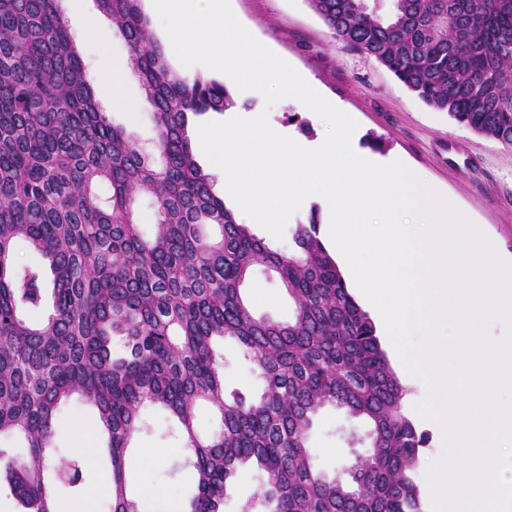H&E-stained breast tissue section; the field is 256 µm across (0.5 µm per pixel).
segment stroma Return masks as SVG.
<instances>
[{
	"label": "stroma",
	"mask_w": 512,
	"mask_h": 512,
	"mask_svg": "<svg viewBox=\"0 0 512 512\" xmlns=\"http://www.w3.org/2000/svg\"><path fill=\"white\" fill-rule=\"evenodd\" d=\"M60 7L74 37L78 39L87 78L96 99L109 107L112 87L99 78L93 64L101 50L97 44L82 38L86 15H99L96 0H61ZM231 9L240 24L262 45L279 58L288 60L298 74L317 84L333 101L336 109L350 112L358 119L353 147L369 152L370 137L383 141L381 155L395 154L410 165L421 180L448 192L466 210L472 223L494 243L498 252L512 257V147L457 125L447 113L425 104L385 67L374 59L353 51L330 38L328 29L311 8L308 0H232ZM113 67L125 72L123 95L139 107L136 121L126 113L111 110L115 125L125 127L143 145L154 137L152 108L137 77L130 72L127 46L120 35H113L105 50ZM238 112H266L272 129L310 143L328 135V124L317 112L295 98H284L267 104L255 90H240L231 78H224ZM243 294L255 316L285 322L291 317L293 304L273 276L256 270L245 284ZM224 357L226 392L252 394L260 382L240 347L232 342L220 345ZM421 400L417 387L406 386L405 412L418 432L428 441L419 452V460L411 476L419 488L422 512H432V495L427 482L430 464L444 454L432 428L414 407ZM149 428L135 434L127 464L130 491L139 494L142 488L154 486L171 496L188 500L194 490L191 470H175L166 456L181 447L179 430L160 408L148 405L143 409ZM96 412L85 402L75 399L67 404L57 432V459L74 457L86 431L96 425ZM353 424L344 411L328 407L319 413L310 437V449L322 469L335 474L338 469L355 463L365 445L349 446L344 429ZM143 448L161 455L160 463L141 465L134 455ZM82 490L58 487L56 497L60 512H110L109 487L111 474L104 462L85 467Z\"/></svg>",
	"instance_id": "obj_1"
}]
</instances>
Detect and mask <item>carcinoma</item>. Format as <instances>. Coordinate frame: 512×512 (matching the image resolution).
<instances>
[{"label": "carcinoma", "mask_w": 512, "mask_h": 512, "mask_svg": "<svg viewBox=\"0 0 512 512\" xmlns=\"http://www.w3.org/2000/svg\"><path fill=\"white\" fill-rule=\"evenodd\" d=\"M60 0H0V435L26 448L4 480L19 512H58L50 464L60 409L97 410L111 512H138L126 457L141 409L160 407L195 476L187 512H224L228 481L252 461L262 512H421L410 477L426 443L376 327L319 238L297 225L282 251L239 222L196 159L195 119L234 105L223 83L175 73L141 0H97L124 39L153 110L146 149L113 124L86 79ZM331 37L375 59L428 106L512 147V0H309ZM154 209L145 235L137 206ZM24 239L46 266L14 260ZM294 303L286 323L255 317L242 288L256 268ZM52 310L35 321L46 293ZM124 339V352L112 340ZM219 340L241 346L262 383L226 394ZM206 403L219 424L196 427ZM364 423L356 465L329 476L308 446L319 411Z\"/></svg>", "instance_id": "carcinoma-1"}]
</instances>
